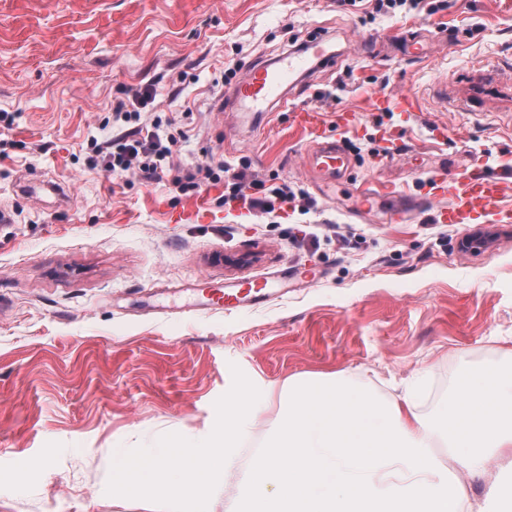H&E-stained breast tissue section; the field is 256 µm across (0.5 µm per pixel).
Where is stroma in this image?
<instances>
[{"instance_id":"stroma-1","label":"stroma","mask_w":512,"mask_h":512,"mask_svg":"<svg viewBox=\"0 0 512 512\" xmlns=\"http://www.w3.org/2000/svg\"><path fill=\"white\" fill-rule=\"evenodd\" d=\"M446 4L373 20L340 0H0V114L13 119L0 125V512H149L159 488L115 491L112 449L208 433L231 367L278 383L341 371L394 398L444 383L425 418L486 366L512 370V223L484 224L491 246L473 252L460 241L475 225L438 223L432 207L409 224L384 214L391 195L428 194L442 167L512 173V0ZM331 31L334 65L269 116L215 108L226 66L241 75ZM373 43L382 58L366 55ZM146 85L162 134H189L183 176L209 154L244 156L316 208L260 216L219 207L220 185L184 194L90 167L113 104ZM379 92L422 109L376 113ZM293 104L330 134L337 114L357 115L361 152L335 198L302 165ZM388 138L401 154H380ZM365 190L376 199L362 212ZM273 274L287 288L247 310L201 295ZM198 483L212 512H249L238 477Z\"/></svg>"}]
</instances>
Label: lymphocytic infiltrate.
<instances>
[{
  "label": "lymphocytic infiltrate",
  "mask_w": 512,
  "mask_h": 512,
  "mask_svg": "<svg viewBox=\"0 0 512 512\" xmlns=\"http://www.w3.org/2000/svg\"><path fill=\"white\" fill-rule=\"evenodd\" d=\"M154 99L153 89L147 87L113 105V122L126 124L127 129L115 138L90 142L88 162L92 167L112 176H134L146 186L167 179L184 193L197 191L204 184H220L224 187L221 205L237 202L244 209L275 217L288 210L305 212L312 208V200L295 192L287 182L258 179L245 158L235 164L206 158L198 169L199 180L183 181L173 160L176 138L160 136V117L148 120L143 115Z\"/></svg>",
  "instance_id": "f902f5d3"
}]
</instances>
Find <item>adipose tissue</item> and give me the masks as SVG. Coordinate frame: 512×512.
Segmentation results:
<instances>
[{
	"label": "adipose tissue",
	"mask_w": 512,
	"mask_h": 512,
	"mask_svg": "<svg viewBox=\"0 0 512 512\" xmlns=\"http://www.w3.org/2000/svg\"><path fill=\"white\" fill-rule=\"evenodd\" d=\"M277 400L280 451L261 453L245 471L236 447L258 423L263 404ZM419 393L395 401L339 374L316 373L283 383L236 378L222 425L204 437L155 439L138 454L115 451L116 489L150 479L163 485V467L178 460L184 478L166 496V512H208L196 477L220 463L240 473L261 512H462L465 494L441 478L431 452L444 441L456 471L480 473L489 456L512 453V373L489 368L465 401H449L422 418Z\"/></svg>",
	"instance_id": "1"
}]
</instances>
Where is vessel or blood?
I'll use <instances>...</instances> for the list:
<instances>
[{
    "label": "vessel or blood",
    "instance_id": "vessel-or-blood-1",
    "mask_svg": "<svg viewBox=\"0 0 512 512\" xmlns=\"http://www.w3.org/2000/svg\"><path fill=\"white\" fill-rule=\"evenodd\" d=\"M335 58L328 43L316 39L305 49L278 59L274 65H257L248 69L233 88L235 110L257 109L272 98H287L288 84L298 75L307 74L314 68L330 64ZM375 111H392L401 115L417 111L419 103L409 94L398 97L380 95L373 101ZM292 122L301 129L311 131L312 138L305 147L307 164L324 181L327 189H335L338 180L349 176L353 159L344 140L321 130L318 112L305 106L292 110ZM512 191V182L503 177L488 174L483 167L465 172H439L433 178L429 195L414 197L395 195L391 198L392 221L404 224L421 209L438 204L437 220L442 224H475L485 218L503 220L499 202L506 192ZM275 288L260 283L248 288H228L224 291L225 310H240L266 302L275 295Z\"/></svg>",
    "mask_w": 512,
    "mask_h": 512
}]
</instances>
